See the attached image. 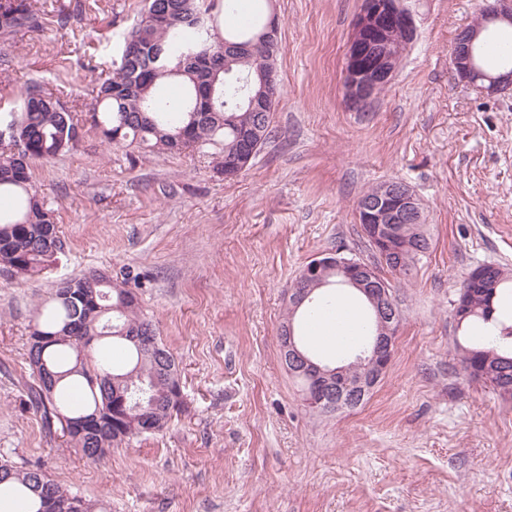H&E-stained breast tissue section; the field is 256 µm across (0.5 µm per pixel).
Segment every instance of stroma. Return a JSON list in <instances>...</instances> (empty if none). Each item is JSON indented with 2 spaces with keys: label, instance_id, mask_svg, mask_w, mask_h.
I'll use <instances>...</instances> for the list:
<instances>
[{
  "label": "stroma",
  "instance_id": "1",
  "mask_svg": "<svg viewBox=\"0 0 512 512\" xmlns=\"http://www.w3.org/2000/svg\"><path fill=\"white\" fill-rule=\"evenodd\" d=\"M493 0H407L418 27L367 111L344 101L362 0H274L283 95L272 136L228 180L210 147L105 141L89 120L145 0H35L0 41V113L32 83L76 112L75 148L32 165L63 249L0 267V456L110 512H512V399L464 376L452 302L484 264L512 275V90L458 82L449 51ZM424 206L430 248L394 279L393 357L358 409L304 403L282 363L286 297L317 254L372 260L356 201L388 180ZM107 272L138 295L181 371L162 433L87 460L30 404L29 325L60 280Z\"/></svg>",
  "mask_w": 512,
  "mask_h": 512
}]
</instances>
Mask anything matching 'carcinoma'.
I'll use <instances>...</instances> for the list:
<instances>
[{
  "instance_id": "1",
  "label": "carcinoma",
  "mask_w": 512,
  "mask_h": 512,
  "mask_svg": "<svg viewBox=\"0 0 512 512\" xmlns=\"http://www.w3.org/2000/svg\"><path fill=\"white\" fill-rule=\"evenodd\" d=\"M238 8L239 0H146L140 20L124 40L115 74L99 87L92 127L122 147L172 153L211 146L222 160L240 153L245 133L262 148L281 97L278 46L250 60L227 58L225 44L250 40L269 19L256 10L238 25ZM221 14L228 26L218 37ZM24 26H38L30 0H0V37ZM506 63L512 65L510 33L492 38L482 49L486 69ZM267 75L273 78V97L265 111H247L245 99ZM3 132L21 151L0 152V196L12 195L16 203L13 214L0 213V264L17 275L35 276L56 261L61 240L32 184L30 163L73 149L78 121L59 98L32 84L22 93L19 113L0 115ZM419 236L414 247L386 261L388 272L409 275L418 256L429 249L424 233ZM484 276L490 287L470 293L468 315L457 323L461 335L456 346L462 373L490 384L502 396L512 388V276L492 265L485 267ZM340 284L342 278L330 272L315 284L320 300L308 308L287 307L282 328L293 322L300 348L312 361L315 355L306 347L296 315L323 312L328 300L322 287ZM28 365L36 381L33 401L46 423L85 420L68 436L91 461L112 447L164 431L182 412L174 355L133 291L98 270L60 282L52 301L35 310ZM11 481L34 496L35 512H42L47 497L61 505L78 499L85 512H107L104 504L62 488L41 468L1 457L0 484Z\"/></svg>"
}]
</instances>
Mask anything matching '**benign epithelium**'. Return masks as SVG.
Returning a JSON list of instances; mask_svg holds the SVG:
<instances>
[{"label": "benign epithelium", "mask_w": 512, "mask_h": 512, "mask_svg": "<svg viewBox=\"0 0 512 512\" xmlns=\"http://www.w3.org/2000/svg\"><path fill=\"white\" fill-rule=\"evenodd\" d=\"M502 26L512 27V0H495V5L482 9L479 20L458 33L449 56L450 66L462 82L490 95L512 88V68L506 67L496 74L483 72L475 65L474 42L481 33ZM416 32L413 14L404 0H363L352 23L344 66L343 86L350 108L366 110L390 83L395 49L412 43ZM254 152L255 148L251 147L248 153L240 154L234 164L224 168V178L237 177ZM357 215L371 250L381 258L401 253L408 247L405 227L423 223L419 200L407 185L398 181L382 183L375 199L358 205ZM332 269L342 272L345 283L365 296L375 317L371 342L354 360L363 370L357 379L351 378L348 366L335 369L315 366L321 378V389L307 404L341 411L388 368L397 312L389 288L380 281L376 267L368 261L347 257L339 251H327L306 264L304 277L319 278ZM282 351L288 353V362L295 367L312 365L298 350L292 336L288 337V344Z\"/></svg>", "instance_id": "1"}]
</instances>
